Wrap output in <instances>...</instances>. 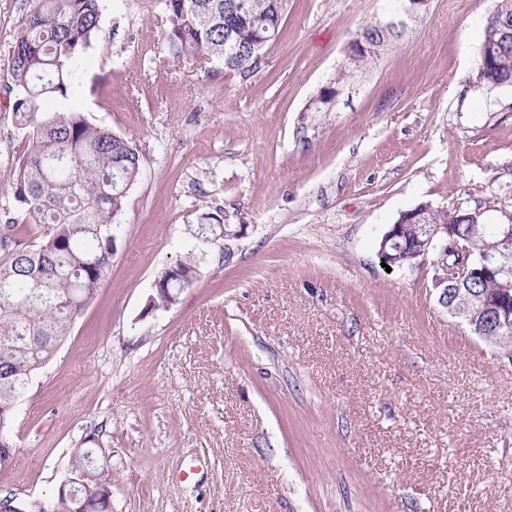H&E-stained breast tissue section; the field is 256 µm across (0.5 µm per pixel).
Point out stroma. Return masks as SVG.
Here are the masks:
<instances>
[{
	"label": "stroma",
	"mask_w": 512,
	"mask_h": 512,
	"mask_svg": "<svg viewBox=\"0 0 512 512\" xmlns=\"http://www.w3.org/2000/svg\"><path fill=\"white\" fill-rule=\"evenodd\" d=\"M494 0H428L342 78L390 0H288L252 77L175 57L152 0H102L70 106L135 144L107 277L11 430L0 498L51 501L84 439L111 512H512V355L377 241L419 203L512 214V87L477 86ZM22 0H0V198ZM223 209L232 234H197ZM195 262L169 308L156 282ZM381 26L379 22H366L359 28L352 44L361 43L364 45V48L358 50L355 56L351 55L349 57L350 65L348 69H345L342 73V78L346 77L351 70H358L368 65L369 61L372 60L374 56H378V50L384 46L385 43L389 41V45L403 35L404 29H400L397 32L389 31L388 35L385 36L380 31Z\"/></svg>",
	"instance_id": "stroma-1"
}]
</instances>
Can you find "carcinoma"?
<instances>
[{
  "instance_id": "obj_1",
  "label": "carcinoma",
  "mask_w": 512,
  "mask_h": 512,
  "mask_svg": "<svg viewBox=\"0 0 512 512\" xmlns=\"http://www.w3.org/2000/svg\"><path fill=\"white\" fill-rule=\"evenodd\" d=\"M169 18L171 52L189 64L218 61L224 70L247 78L259 67L257 55L274 43L288 12V0H157ZM101 0H25L8 56L14 128L23 140L12 176V201L0 206V422L8 430L14 405L32 375L48 363L70 335L112 264V233L123 224L128 191L137 182V148L111 130L90 123L56 104L71 92L80 56L100 31ZM512 22V0H495L484 30ZM367 22L354 42L364 48L349 57L347 76L378 55L387 42ZM231 43H226V37ZM475 81L492 88L512 86V43L500 45L487 60L478 56ZM202 220L212 235L224 236L222 210ZM425 223L446 224L448 236L466 244L478 258L500 225L480 215L476 225L460 223L457 209L425 213ZM398 244L408 252L422 238L420 225H402ZM35 232L32 244L25 236ZM496 273L477 271L448 294L470 299L468 330L477 329L484 300L512 312V244ZM162 275L157 300L165 303L178 288Z\"/></svg>"
}]
</instances>
